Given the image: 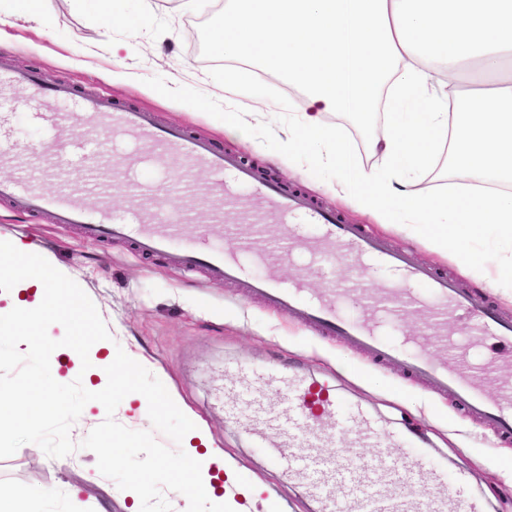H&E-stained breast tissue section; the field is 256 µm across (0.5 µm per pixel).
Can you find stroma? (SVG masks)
<instances>
[{"mask_svg": "<svg viewBox=\"0 0 512 512\" xmlns=\"http://www.w3.org/2000/svg\"><path fill=\"white\" fill-rule=\"evenodd\" d=\"M121 0L125 24L113 25L93 0L82 11L64 8L61 0H46L51 17L42 27L18 12L19 0H0V9L14 14L0 53L21 69H36L43 82H67L94 90L113 102L152 112L156 123L180 125L193 135L213 140L240 153L252 166L285 187L304 192L336 211L348 224H363L387 244L410 251L418 263L453 277L460 288L485 296L496 308L512 314L506 291L478 281L451 257L432 251L418 238L385 228L371 216L342 203L332 192L335 168L301 162L290 168L271 160L277 135L288 124L289 112L306 107L303 92L287 80H267L262 104L224 91V64L218 63L210 42L191 40L188 28L211 32L220 22L215 9L194 14L178 10L179 0ZM133 46L122 66L128 77L112 76L109 45ZM185 79L206 75L192 98H168L162 93L173 74ZM24 91L11 103L17 148L26 150L53 141L55 130L34 122L24 105ZM248 115L252 144L225 134L218 116ZM340 126L352 156L363 167L377 163L368 148L367 117L327 115ZM0 237L36 241L69 274L108 344L120 346L167 388L175 403L204 422L215 447L223 450L243 482L264 483L279 512H316L305 483L278 471L245 433V419L224 411L222 388L229 370L241 364L277 365L336 393L345 404L370 413L385 429L427 448L437 464L464 475L468 492L485 512H512V487L502 473L512 462V448L482 421L456 409L448 397L435 394L423 381L399 367L376 363L366 352L340 337L319 335L312 327L271 310L265 301L238 283L212 281L200 272H182L166 262L137 254L131 243L89 242L74 227H58L47 218L22 214L0 201ZM250 276L285 281L304 277L311 293L326 286L322 271L306 261L302 241H294L279 264L254 266ZM20 485L28 494L25 512H132L128 491L102 476L97 459L79 449L63 458L48 457L29 443L12 456L0 458V486Z\"/></svg>", "mask_w": 512, "mask_h": 512, "instance_id": "stroma-1", "label": "stroma"}]
</instances>
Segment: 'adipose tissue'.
Wrapping results in <instances>:
<instances>
[{
	"label": "adipose tissue",
	"mask_w": 512,
	"mask_h": 512,
	"mask_svg": "<svg viewBox=\"0 0 512 512\" xmlns=\"http://www.w3.org/2000/svg\"><path fill=\"white\" fill-rule=\"evenodd\" d=\"M215 48L233 65L224 88L252 91L254 72L288 78L305 94L306 109L290 114L279 149L289 165L316 149L318 162L336 166L337 196L398 232L452 255L495 287L512 281V0H226ZM481 75L466 109H448L449 91L463 65ZM383 102L384 136L373 138L378 167L353 165L342 130L326 115L366 112ZM447 149L461 183L436 194L419 176ZM493 183L497 193L477 191ZM67 276L43 249L24 238L0 239V311L16 345L40 344L50 356L85 350L99 340L83 318ZM68 335L59 348L57 334ZM187 462L165 478L181 512H251L264 486L239 484L223 454L195 421L184 430Z\"/></svg>",
	"instance_id": "1"
}]
</instances>
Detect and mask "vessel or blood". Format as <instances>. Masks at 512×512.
<instances>
[{
  "label": "vessel or blood",
  "mask_w": 512,
  "mask_h": 512,
  "mask_svg": "<svg viewBox=\"0 0 512 512\" xmlns=\"http://www.w3.org/2000/svg\"><path fill=\"white\" fill-rule=\"evenodd\" d=\"M23 89L34 120L57 130L66 124L86 126L89 136L73 146L71 166L64 181L47 184L50 158L38 168H26L16 177L0 180V200L17 205L24 213L49 216L53 223L78 227L92 241H131L138 253L159 258L191 271L204 269L215 281L246 280L251 293L263 297L274 310L307 323L323 336H341L354 347L370 352L382 364L401 365L412 378L424 380L436 393L450 397L464 411L489 424L498 437L512 441V358H488L472 362L469 353L489 343L512 345V317L490 307L482 295L457 288L447 275L414 262L408 254L386 246L357 226L344 223L334 211L317 206L306 195L280 183L262 181L241 158L217 148L181 127L157 126L150 113L130 106H116L106 96L80 93L62 83L45 86L36 71L0 63V162L15 157L13 133L2 103ZM73 101L76 112H51L46 102ZM112 138H128L150 149L149 162L165 172L170 158L187 166L184 187L203 205L169 218L159 214L154 198L143 197L137 209L116 218L109 203L111 185L129 189L137 183L129 173L116 174L114 183L81 178L87 155L104 156ZM243 224L256 227V239L231 252L200 233H186L189 224ZM315 232L306 241L314 263L324 265L327 286L317 295L302 283L286 285L269 278H252V264H271L283 256L288 241L298 238L302 225ZM340 262L363 267L375 263L396 276L391 287L374 291L365 311L351 316L343 311L348 288L336 280ZM424 285L413 294L411 285ZM419 315L424 331L415 336L387 337L383 325L398 315ZM461 316V336L449 338V316ZM499 374L494 392L483 391L476 375ZM224 390L239 395L249 407L262 413L246 428L272 464L303 479L318 501L320 512H336V490L344 488L345 512H481L475 500H464V480L434 468L425 449L410 441H397L363 411L344 406L335 395L316 388L297 375L276 366L240 365L224 383ZM341 436L344 446L327 457L316 453L323 441ZM369 442L379 455L354 456L349 442ZM431 478L424 498L408 493L415 478Z\"/></svg>",
  "instance_id": "1"
}]
</instances>
